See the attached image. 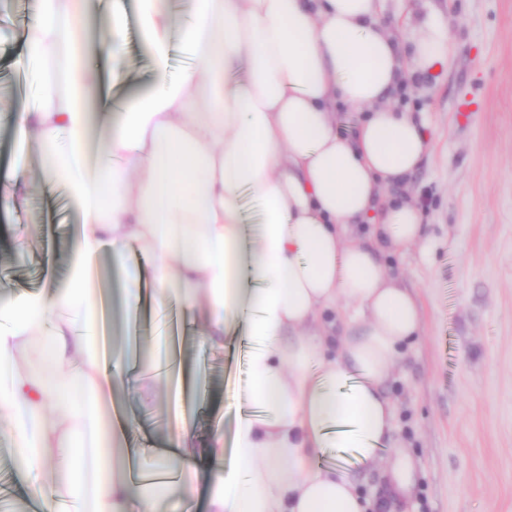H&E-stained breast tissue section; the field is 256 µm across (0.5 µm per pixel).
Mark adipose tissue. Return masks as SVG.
Masks as SVG:
<instances>
[{
	"instance_id": "1",
	"label": "adipose tissue",
	"mask_w": 512,
	"mask_h": 512,
	"mask_svg": "<svg viewBox=\"0 0 512 512\" xmlns=\"http://www.w3.org/2000/svg\"><path fill=\"white\" fill-rule=\"evenodd\" d=\"M88 5L40 0L20 33L19 62L41 96L17 105L13 138L58 151L49 179L82 221L66 291L0 306V424L13 425L20 454L70 476L84 512H126L133 499L158 512L163 493L192 495L189 481L152 490L104 475L96 445L101 404L129 368L126 352L102 359L90 272L105 249L119 269L149 256L158 306L204 305L206 341L223 344L240 323L253 342L246 400L261 413L238 420L234 464L207 512H366L346 468L320 459L349 448L373 464L393 445L386 382L423 314L385 257L425 232L417 206L387 190L419 169L427 143L423 120L391 95L406 74L443 63L448 39L429 29L403 57L380 0H192L178 30L171 0H136L157 87L117 104L75 61ZM176 44L192 62L170 81ZM92 102L121 119L90 167ZM340 105L363 114L347 136ZM247 194L262 206L250 240ZM38 336L59 386L18 367ZM74 387L81 402L63 403L60 389Z\"/></svg>"
}]
</instances>
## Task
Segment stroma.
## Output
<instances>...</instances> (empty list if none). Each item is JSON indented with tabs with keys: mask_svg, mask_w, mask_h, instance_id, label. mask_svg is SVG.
<instances>
[{
	"mask_svg": "<svg viewBox=\"0 0 512 512\" xmlns=\"http://www.w3.org/2000/svg\"><path fill=\"white\" fill-rule=\"evenodd\" d=\"M120 8L127 80L112 87L116 98L156 84L135 2L121 0ZM35 12L36 0H0L5 114L17 100L33 102L40 94L32 75L25 90L14 86V34ZM382 14L404 54L431 18L448 32L452 50L438 69L408 76L392 96L395 106L426 120V160L402 191L421 211L426 240L387 258L419 297L423 332L405 347L386 384L396 407V449L371 466L351 462L349 471L371 501L370 512H512V0H383ZM29 175L27 197L0 217V304L26 290L60 293L70 281L79 207L48 191L42 167L30 166ZM94 286L104 304L107 348L137 336L139 362L149 365L170 318L178 317L183 374L207 385L198 403L173 400L152 381L135 392L117 388L114 404L101 412L106 461L123 468L117 449L144 437L152 447H167L181 418L197 447L221 435L224 458L232 460L248 389L243 326L231 328V345H208L204 307L164 310L147 292L135 322L122 321L113 311L120 282L106 253L95 263ZM400 452L415 464L406 498L389 491L388 470ZM29 484L75 512L64 474L31 466L15 453L9 427L0 426V497L13 512H26Z\"/></svg>",
	"mask_w": 512,
	"mask_h": 512,
	"instance_id": "stroma-1",
	"label": "stroma"
}]
</instances>
